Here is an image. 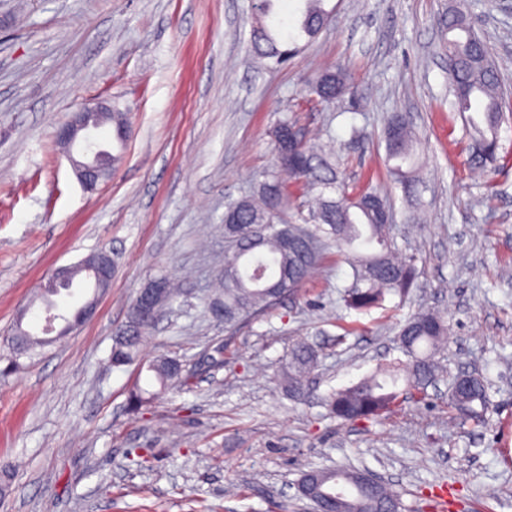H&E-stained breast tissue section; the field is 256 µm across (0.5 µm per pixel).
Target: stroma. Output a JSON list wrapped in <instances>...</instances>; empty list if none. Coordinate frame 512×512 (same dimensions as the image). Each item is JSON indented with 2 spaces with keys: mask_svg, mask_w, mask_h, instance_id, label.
<instances>
[{
  "mask_svg": "<svg viewBox=\"0 0 512 512\" xmlns=\"http://www.w3.org/2000/svg\"><path fill=\"white\" fill-rule=\"evenodd\" d=\"M512 110V0H467ZM453 0H325L327 25L285 66L249 52L250 0H0V459L16 472L0 512H311L305 471L367 472L405 512H512V125L503 168L471 162L449 106L445 22ZM344 68L351 95L326 108L316 72ZM107 101L128 130L95 191L55 144L82 104ZM405 113L421 143L423 205L397 221L419 277L406 299L345 310L350 268L329 252L301 290L234 329L210 312L224 271V202L273 162L284 116L321 133L353 187L406 211L385 169L383 130ZM105 250L112 286L61 342L10 366L17 315L56 268ZM182 296L143 359L181 360L187 386L128 408L138 364L112 367L113 338L149 281ZM448 317L440 360L479 373L491 406L475 423L448 406V382L380 421L342 423L323 398L401 356L397 325L419 309ZM320 363L306 396L277 376L299 342Z\"/></svg>",
  "mask_w": 512,
  "mask_h": 512,
  "instance_id": "35a3bbf8",
  "label": "stroma"
}]
</instances>
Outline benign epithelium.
Instances as JSON below:
<instances>
[{"label": "benign epithelium", "mask_w": 512, "mask_h": 512, "mask_svg": "<svg viewBox=\"0 0 512 512\" xmlns=\"http://www.w3.org/2000/svg\"><path fill=\"white\" fill-rule=\"evenodd\" d=\"M112 111L111 106L97 102L73 113L57 130V140L67 155L78 181L86 189L94 188L107 177L112 165V156L98 142L97 130L100 116ZM85 278L94 288L93 297H98L112 285V257L102 253L95 261L86 265ZM73 280V268H56L46 284L48 288L67 287ZM165 281L155 279L143 287L142 308L153 309L164 295ZM71 328L68 316L50 314L46 317L44 333L51 335Z\"/></svg>", "instance_id": "1"}]
</instances>
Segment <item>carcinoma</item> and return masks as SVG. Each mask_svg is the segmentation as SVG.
I'll use <instances>...</instances> for the list:
<instances>
[{
    "label": "carcinoma",
    "instance_id": "1",
    "mask_svg": "<svg viewBox=\"0 0 512 512\" xmlns=\"http://www.w3.org/2000/svg\"><path fill=\"white\" fill-rule=\"evenodd\" d=\"M274 0H257L253 9L251 47L262 58L276 65L288 62L299 53V42L309 44L319 35L329 13L323 0H303L300 17L293 30L278 33L267 23L273 14ZM448 80L452 106L465 114V131L473 156L484 168L501 161L499 132L512 116L503 110L499 74L486 42L478 35L467 16L448 12ZM317 101L330 107L350 91L348 75L342 69L319 72L310 87ZM296 126L288 118L272 129L273 168L263 174L250 195L226 203L224 210V278L212 307L224 312V326L235 327L272 309L277 302L297 292L310 273L324 259L331 246L343 253L351 268V280L340 292L348 310L368 314L383 305L389 296L405 298L418 277L416 257L400 253L393 235V211L386 198L373 188L349 191L331 161L318 146L305 137L288 144V128ZM387 172L403 191L407 202L418 200L419 143L409 121L400 113L392 115L384 129ZM302 194L316 193L313 221L301 211L288 216L285 206L291 189ZM154 318L137 326L126 325L112 346V366L120 367L140 360L148 328ZM448 336L446 317L433 309H421L400 326L398 348L408 362L379 365L356 383L331 391L325 399L328 414L343 421L369 420L398 406L404 399L425 393L428 384L440 377L444 366L436 354ZM12 341L30 353L46 345L40 333L16 325ZM319 363V353L303 343L293 351L283 369L282 382L301 395L307 375ZM146 385L135 384L129 393L133 411L161 397L181 383L175 359L157 357L146 364ZM490 407L482 378L472 376L466 410L477 421ZM319 490L338 494L346 512L364 506L365 492L356 477L360 472L337 469L317 471ZM376 497L392 512L402 507L400 494L383 486Z\"/></svg>",
    "mask_w": 512,
    "mask_h": 512
}]
</instances>
